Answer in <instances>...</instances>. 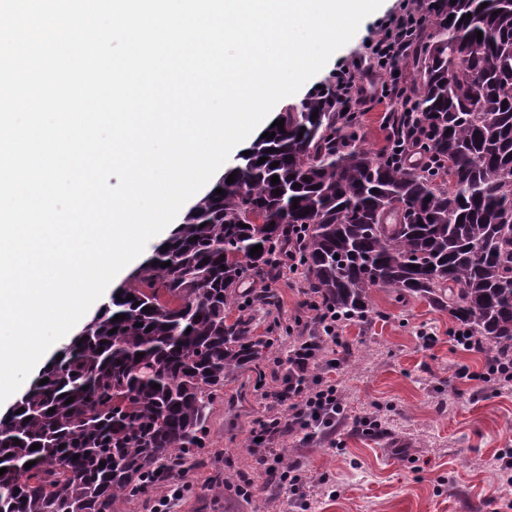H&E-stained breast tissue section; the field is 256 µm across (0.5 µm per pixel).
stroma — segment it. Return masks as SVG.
<instances>
[{
	"label": "stroma",
	"instance_id": "stroma-1",
	"mask_svg": "<svg viewBox=\"0 0 512 512\" xmlns=\"http://www.w3.org/2000/svg\"><path fill=\"white\" fill-rule=\"evenodd\" d=\"M406 2L383 0L275 112L300 104L340 69L365 71L367 41ZM389 108L375 102L358 115L363 143L376 153L389 148ZM304 285L301 273L241 281L255 298L245 315L257 335L272 341L269 358L260 369L225 378L209 421V446L189 460L191 487L174 512H512V482L500 457L512 448V383L460 377V369L480 370L484 353L453 342L447 311L390 288L373 291L366 317L339 322L340 345L324 343L316 371L335 381L344 411L333 428L296 429L281 438L279 451L299 465L303 485L295 494L270 492L252 469L249 450L266 415L260 388L275 386L283 374L273 357L314 327L303 306ZM266 293L272 304L259 303ZM214 474L224 481L218 495L207 491ZM246 476L253 485L245 497L238 487Z\"/></svg>",
	"mask_w": 512,
	"mask_h": 512
}]
</instances>
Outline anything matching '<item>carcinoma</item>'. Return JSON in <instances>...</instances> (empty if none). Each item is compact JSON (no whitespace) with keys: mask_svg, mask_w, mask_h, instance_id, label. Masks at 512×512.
Here are the masks:
<instances>
[{"mask_svg":"<svg viewBox=\"0 0 512 512\" xmlns=\"http://www.w3.org/2000/svg\"><path fill=\"white\" fill-rule=\"evenodd\" d=\"M423 18L432 34L416 42L412 94L433 168L367 149L336 108L334 81L285 109L284 131L270 126L274 138L238 155L224 173L234 183L199 199L168 250L157 247L0 417V512H120L158 468L181 475L186 449L205 447L224 378L269 346L229 314L243 278L276 275L271 251L290 244L287 226L304 233L307 288L336 319L392 288L448 310L482 350L512 360V0H428Z\"/></svg>","mask_w":512,"mask_h":512,"instance_id":"cac0c4a2","label":"carcinoma"}]
</instances>
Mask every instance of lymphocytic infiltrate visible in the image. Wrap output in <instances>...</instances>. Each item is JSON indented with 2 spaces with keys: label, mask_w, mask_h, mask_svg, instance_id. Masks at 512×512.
<instances>
[{
  "label": "lymphocytic infiltrate",
  "mask_w": 512,
  "mask_h": 512,
  "mask_svg": "<svg viewBox=\"0 0 512 512\" xmlns=\"http://www.w3.org/2000/svg\"><path fill=\"white\" fill-rule=\"evenodd\" d=\"M419 18L417 9H409L396 19L381 37L372 43L370 52L377 65L368 69L366 77L378 78L376 89H369L364 77L343 70L337 73L336 82L344 91L345 106L357 113L376 97L388 98L396 115L406 125H414L416 114L406 98L404 80L398 77L407 52L412 44L413 29ZM317 348L293 347L286 356L277 358V365L288 370L287 379L270 390L264 391L263 399L268 407L267 419L261 420L259 442L249 453L260 471L276 480L279 488L296 487L302 479L298 465L283 466L282 456L276 448L282 427L312 430L320 426H333L343 407L335 383L316 375Z\"/></svg>",
  "instance_id": "obj_1"
}]
</instances>
